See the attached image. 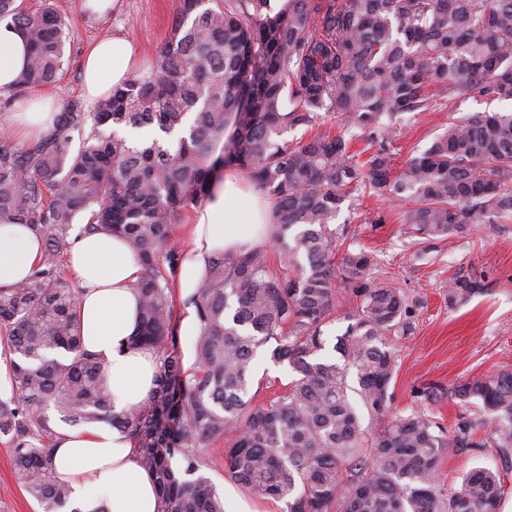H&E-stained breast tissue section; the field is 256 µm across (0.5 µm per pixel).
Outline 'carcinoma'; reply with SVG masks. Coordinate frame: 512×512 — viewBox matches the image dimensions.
<instances>
[{"label": "carcinoma", "mask_w": 512, "mask_h": 512, "mask_svg": "<svg viewBox=\"0 0 512 512\" xmlns=\"http://www.w3.org/2000/svg\"><path fill=\"white\" fill-rule=\"evenodd\" d=\"M6 17L28 47L16 99L58 79L68 25L46 2L0 0ZM477 98L512 101V0H178L149 75L93 112L66 101L31 145L1 136L0 224L30 226L43 251L25 280L0 288L16 392L0 399V438L41 512H69L71 488L54 467L58 421L127 431L156 483V512H224L204 469L206 448L228 434L224 471L286 512H497L512 465L476 467L446 491L440 465L450 448H493L509 461L512 370L425 384L410 413L388 416L411 310L399 288L372 278V252L338 256L345 229L332 227L343 203L365 194L405 203L403 232L419 241L512 222V111L464 115L394 170L398 128ZM332 115L335 135L284 138ZM227 169L269 197L274 224L265 244L209 261L185 300L200 323L188 372L173 226ZM79 219L80 233L122 238L143 266L128 344L154 350L158 372L129 411L112 410L101 363L83 346L79 290L63 275ZM483 289L476 277L451 279L448 303ZM342 300L353 304L348 324L328 336ZM260 350L292 379L255 405ZM445 396L475 416L447 427L425 412Z\"/></svg>", "instance_id": "cac0c4a2"}]
</instances>
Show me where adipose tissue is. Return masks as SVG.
<instances>
[{"mask_svg":"<svg viewBox=\"0 0 512 512\" xmlns=\"http://www.w3.org/2000/svg\"><path fill=\"white\" fill-rule=\"evenodd\" d=\"M26 42L11 20L0 21V94L14 91L26 62ZM138 46L120 35L95 41L82 60V91L87 105L109 95L136 74ZM56 104L36 91L18 98L8 121L22 139H39L53 124ZM271 203L236 173L218 174L206 200L193 212L188 243L176 274L182 297L191 296L215 254L267 238ZM41 256V243L25 225L0 224V288L24 280ZM66 268L80 290L79 316L85 348L101 358L112 394L122 411L140 404L154 388L157 355L129 348L138 329L134 283L140 261L114 236L75 235ZM55 470L73 490L81 512L107 504L109 512H154V480L137 463L131 438L106 423L63 428L56 441Z\"/></svg>","mask_w":512,"mask_h":512,"instance_id":"ef3b65f1","label":"adipose tissue"}]
</instances>
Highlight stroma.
I'll use <instances>...</instances> for the list:
<instances>
[{
	"label": "stroma",
	"mask_w": 512,
	"mask_h": 512,
	"mask_svg": "<svg viewBox=\"0 0 512 512\" xmlns=\"http://www.w3.org/2000/svg\"><path fill=\"white\" fill-rule=\"evenodd\" d=\"M50 2L69 22L68 67L59 81L45 88L59 103L81 95L80 62L87 45L114 32L137 43L147 65H155L177 5V0H122L119 11L96 19L85 15L80 0ZM456 115H417L395 143L397 162L424 149ZM377 215L383 223H374ZM336 224L345 227L352 246L376 253L374 278L399 287L415 311L412 333L398 343V371L390 387L393 411L408 412L413 389L423 384L448 388L473 375L512 370V223L473 225L451 244L427 242L421 259L401 231L397 204L388 198L345 202ZM464 276L481 278L484 291L449 304V280ZM0 512H40L17 483L10 449L1 440Z\"/></svg>",
	"instance_id": "obj_1"
}]
</instances>
